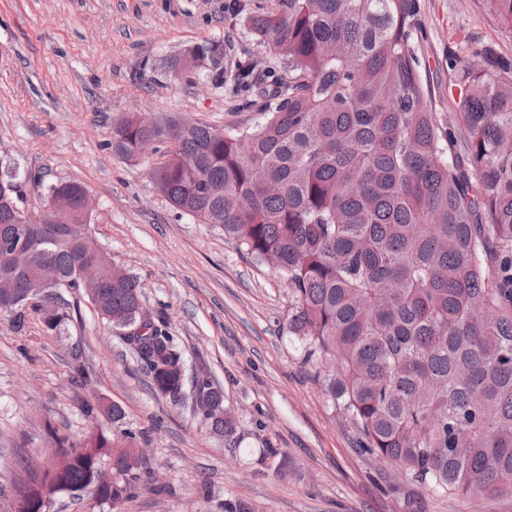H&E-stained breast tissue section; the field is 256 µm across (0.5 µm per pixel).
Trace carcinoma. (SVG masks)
I'll return each mask as SVG.
<instances>
[{
  "mask_svg": "<svg viewBox=\"0 0 512 512\" xmlns=\"http://www.w3.org/2000/svg\"><path fill=\"white\" fill-rule=\"evenodd\" d=\"M512 30V0H478ZM420 0H276L250 19L288 62L270 84L242 67L239 88L274 102L252 131L159 122L132 113L112 129V152L143 156L165 143L151 178L172 206L263 260L272 254L293 305L288 333L315 368L328 400L359 427L358 449L405 469L427 491L512 494V65L479 63L458 82L466 132L426 105L415 53ZM38 179L0 157V254L20 245L28 269L0 263V280L33 297L55 332L64 294L84 293L116 330L139 324L142 290L125 269L101 267L97 284L76 270L100 245L79 204L85 187L58 182L41 194L72 199L28 221L25 188ZM152 388L185 397V355L165 323L130 338ZM195 407L211 430L238 421L224 395L197 384ZM134 436L91 432L48 469L41 486H15L23 512L43 498L91 489L117 508L144 455ZM112 463L116 482L99 485Z\"/></svg>",
  "mask_w": 512,
  "mask_h": 512,
  "instance_id": "1",
  "label": "carcinoma"
}]
</instances>
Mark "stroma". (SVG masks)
I'll use <instances>...</instances> for the list:
<instances>
[{
  "instance_id": "1",
  "label": "stroma",
  "mask_w": 512,
  "mask_h": 512,
  "mask_svg": "<svg viewBox=\"0 0 512 512\" xmlns=\"http://www.w3.org/2000/svg\"><path fill=\"white\" fill-rule=\"evenodd\" d=\"M276 0H0V155L44 185L77 181L91 231L114 265L136 275L151 317L185 353L184 402L155 393L119 330L87 297L70 296L60 334L41 312L23 330L0 317V484L29 482L58 462V439L92 428L135 434L147 469L119 508L83 493L46 512H512V496H450L417 487L390 461L359 452L355 421L334 407L288 333L291 298L274 268L242 253L216 224L177 212L150 180L161 154L126 160L108 143L128 113L252 130L261 102L233 91L239 66L277 73L251 28ZM417 45L427 105L457 120L455 84L476 53L512 63V31L479 0H422ZM221 45L223 74H173L187 50ZM224 392L234 438L193 409L195 387ZM116 404L125 417L113 422Z\"/></svg>"
}]
</instances>
